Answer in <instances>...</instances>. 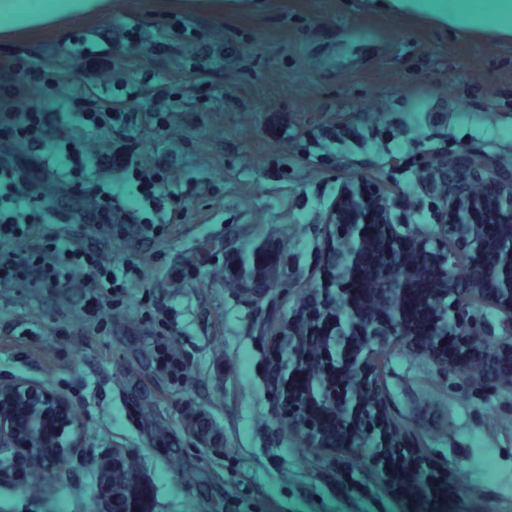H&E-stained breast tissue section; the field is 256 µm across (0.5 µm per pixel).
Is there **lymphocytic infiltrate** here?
<instances>
[{
	"label": "lymphocytic infiltrate",
	"mask_w": 512,
	"mask_h": 512,
	"mask_svg": "<svg viewBox=\"0 0 512 512\" xmlns=\"http://www.w3.org/2000/svg\"><path fill=\"white\" fill-rule=\"evenodd\" d=\"M29 80L0 86V139L21 148L18 162L0 163V282H28L35 288H68L81 283L87 288L85 312L94 317L108 304L104 291L118 277L139 279L140 269L126 263L121 274H114L100 250L71 248L64 245L55 227L59 224L91 225L94 233L121 235L129 224L141 232H155L156 227L142 222L138 213L120 209L112 203V192L98 185L94 208L90 212L63 210L49 201L41 184L53 176L48 159L25 154L48 134L47 115L34 102L37 85H55L59 79L43 68H29ZM65 153L72 163L65 174L70 189L82 195V173L87 168L104 171L119 166L130 171L137 193L152 210H161L166 198L167 180L163 171L141 170L133 161V145L122 146L113 154L88 157L82 146L65 143Z\"/></svg>",
	"instance_id": "lymphocytic-infiltrate-1"
}]
</instances>
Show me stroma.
<instances>
[{
	"instance_id": "1",
	"label": "stroma",
	"mask_w": 512,
	"mask_h": 512,
	"mask_svg": "<svg viewBox=\"0 0 512 512\" xmlns=\"http://www.w3.org/2000/svg\"><path fill=\"white\" fill-rule=\"evenodd\" d=\"M131 28L134 46L120 38ZM23 60L61 78L43 100L52 138L133 143L142 166L165 167L188 219L101 243L145 277L99 318L85 316L84 289L0 285V377L64 394L81 443L54 500L32 499L22 472L0 481V512H95L116 448L140 459L149 512H402L370 468L302 457L272 392L273 333L319 275L344 180L383 184L410 231L431 236L430 160L468 152L512 173V42L360 0H112L108 14L0 42V85ZM160 85L170 101L155 100ZM77 87L92 106L133 99L130 121L81 129L61 99ZM257 245L279 256L259 299L222 276L229 253ZM381 385L446 476L443 512H512V390L467 385L399 345Z\"/></svg>"
}]
</instances>
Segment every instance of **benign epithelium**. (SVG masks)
Returning a JSON list of instances; mask_svg holds the SVG:
<instances>
[{
	"label": "benign epithelium",
	"mask_w": 512,
	"mask_h": 512,
	"mask_svg": "<svg viewBox=\"0 0 512 512\" xmlns=\"http://www.w3.org/2000/svg\"><path fill=\"white\" fill-rule=\"evenodd\" d=\"M427 170L439 201L432 238L400 230L382 184L342 183L324 220L319 279L280 324L268 364L288 429L365 463L405 512H433L437 468L387 411L382 354L399 342L468 383L512 389V176L488 175L468 153ZM361 275L372 288L357 296L351 286ZM480 307L500 315V332L485 328ZM78 448V420L62 393L0 380V478L58 472Z\"/></svg>",
	"instance_id": "benign-epithelium-1"
}]
</instances>
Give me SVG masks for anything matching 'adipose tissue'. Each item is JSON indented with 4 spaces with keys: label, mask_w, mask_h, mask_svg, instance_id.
<instances>
[{
    "label": "adipose tissue",
    "mask_w": 512,
    "mask_h": 512,
    "mask_svg": "<svg viewBox=\"0 0 512 512\" xmlns=\"http://www.w3.org/2000/svg\"><path fill=\"white\" fill-rule=\"evenodd\" d=\"M381 15H413L448 33H470L512 41V0H362ZM111 0H0V39L106 14Z\"/></svg>",
    "instance_id": "obj_1"
}]
</instances>
